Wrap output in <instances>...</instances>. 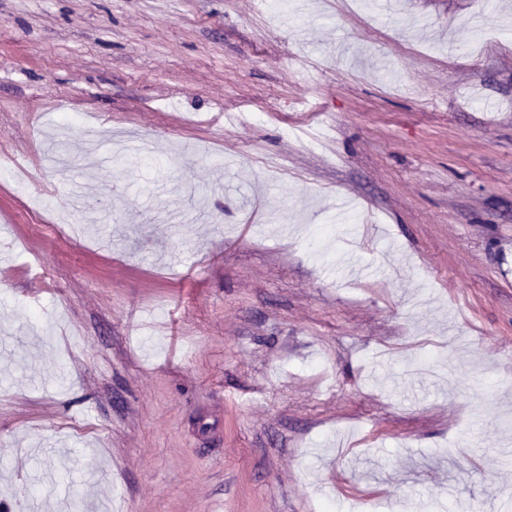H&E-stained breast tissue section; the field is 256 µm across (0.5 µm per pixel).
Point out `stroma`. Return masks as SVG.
Instances as JSON below:
<instances>
[{
	"label": "stroma",
	"instance_id": "obj_1",
	"mask_svg": "<svg viewBox=\"0 0 512 512\" xmlns=\"http://www.w3.org/2000/svg\"><path fill=\"white\" fill-rule=\"evenodd\" d=\"M504 27L512 0H0V158L25 163L0 177V512H499Z\"/></svg>",
	"mask_w": 512,
	"mask_h": 512
}]
</instances>
